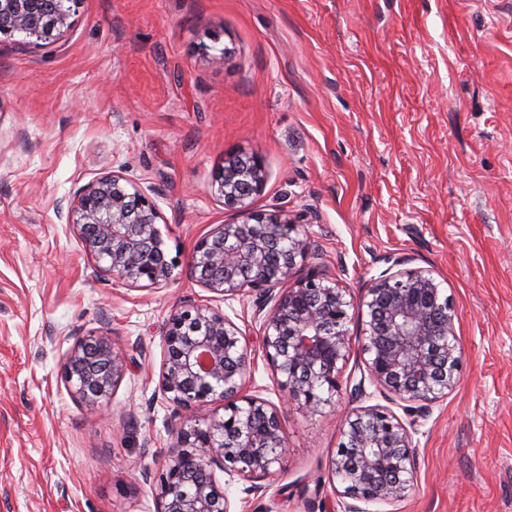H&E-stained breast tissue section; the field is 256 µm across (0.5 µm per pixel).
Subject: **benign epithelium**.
<instances>
[{
    "label": "benign epithelium",
    "instance_id": "7a95c632",
    "mask_svg": "<svg viewBox=\"0 0 512 512\" xmlns=\"http://www.w3.org/2000/svg\"><path fill=\"white\" fill-rule=\"evenodd\" d=\"M72 0H0V37L23 34L40 45L57 41L69 27ZM265 169L253 155L224 160L212 188L239 221L217 224L186 262L189 276L224 300L253 298L261 320V348L284 404L315 414L335 403L339 375L350 350L347 290L321 276L295 277L313 254L299 217L284 210L257 211L248 200L263 186ZM73 232L93 259V277L109 275L131 288L154 289L170 280L177 262L166 259L158 211L130 191L119 175L83 189L68 210ZM366 310L364 353L368 378L391 402L429 403L448 395L463 375L455 312L432 273L386 270L371 279L358 302ZM62 364L70 393L90 408L111 396L136 357L106 333H73ZM158 392L173 406L174 442L156 477L155 512H233L216 476L221 471L253 482L276 475L287 451L285 412L246 388L254 356L251 338L224 312L182 300L160 328ZM217 403L203 419L190 411ZM416 449L402 419L381 405L349 416L329 462L343 498L399 500L414 477Z\"/></svg>",
    "mask_w": 512,
    "mask_h": 512
}]
</instances>
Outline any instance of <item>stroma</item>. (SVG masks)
I'll use <instances>...</instances> for the list:
<instances>
[{
	"instance_id": "1",
	"label": "stroma",
	"mask_w": 512,
	"mask_h": 512,
	"mask_svg": "<svg viewBox=\"0 0 512 512\" xmlns=\"http://www.w3.org/2000/svg\"><path fill=\"white\" fill-rule=\"evenodd\" d=\"M50 45L0 40V512H155L144 469L171 446L159 328L209 293L183 267L235 221L211 185L258 156L256 210L304 215L323 273L359 299L395 259L432 270L455 310L464 378L404 415L407 497L361 512H512V0H78ZM118 173L159 213L177 260L158 289L90 276L73 196ZM335 407L290 408L288 452L237 512H345L329 461L344 416L381 403L365 312ZM144 342L99 409L70 394L72 330Z\"/></svg>"
}]
</instances>
